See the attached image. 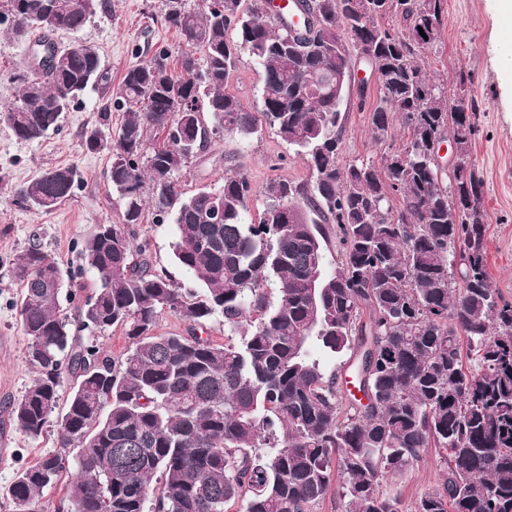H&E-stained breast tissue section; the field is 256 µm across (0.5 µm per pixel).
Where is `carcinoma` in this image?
<instances>
[{
  "label": "carcinoma",
  "mask_w": 512,
  "mask_h": 512,
  "mask_svg": "<svg viewBox=\"0 0 512 512\" xmlns=\"http://www.w3.org/2000/svg\"><path fill=\"white\" fill-rule=\"evenodd\" d=\"M241 5L163 0L161 19L185 45L177 66L165 52L136 61L118 92L119 130L85 133L88 151L111 155L121 222L85 239L76 272L38 244L12 267L36 376L6 407L9 421L38 439L54 417L59 442L77 453H44L0 499L11 512H44L45 492L72 467L55 512H224L231 500L241 512H313L335 480L347 512H404L383 482L439 448L447 474L413 512H512V304L487 271L486 222L464 221L487 218L477 164L449 174L431 150L448 133L471 158L476 134L475 102L456 112L421 56L435 39L420 31L443 24L445 0H302L320 17L311 50L289 46L290 17ZM100 6L7 0L12 34L37 33L36 43L63 52L50 72L10 75L19 96L0 122L19 139L57 130L71 106L109 83L93 47L50 39L80 31ZM389 14L402 27L379 26ZM243 53L264 72L258 112L224 92ZM358 57L381 83L372 133L385 138L395 114L407 138L377 162L344 166L341 104ZM312 73L333 81L310 89ZM264 126L304 156L311 181L257 188L235 172L217 187L181 189L179 172L212 140ZM77 182L74 168L57 167L15 194L50 211ZM260 196L268 204L253 223ZM147 209L158 224L171 220L173 259L198 289L178 287L148 242L133 244L130 228ZM65 288L70 314L60 312ZM165 311L184 332H154ZM214 317L240 341L203 336ZM114 327L130 341L118 363L93 343ZM344 350L357 356L352 378L365 403L326 368Z\"/></svg>",
  "instance_id": "cac0c4a2"
}]
</instances>
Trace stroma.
Instances as JSON below:
<instances>
[{
    "mask_svg": "<svg viewBox=\"0 0 512 512\" xmlns=\"http://www.w3.org/2000/svg\"><path fill=\"white\" fill-rule=\"evenodd\" d=\"M161 0H109L107 10L98 11L75 37L97 49L112 77L120 83L127 68L144 57L165 50L179 55L183 46L174 30L161 24ZM7 23H0V108L14 102L18 86L12 73L29 71L26 42L12 38ZM505 28L492 0H446L440 39L422 52L426 68L443 79L449 95L464 93L475 101L477 133L473 152L482 175L483 206L488 216L487 269L503 301L512 303V94L506 93L496 61L497 40ZM54 36L59 45L71 37ZM263 71L249 55H242L226 90L246 108L258 111ZM354 80L364 81V97L345 100L341 162L379 159L399 148L407 131L393 122L387 137L372 138L370 110L380 97V83L369 65L354 67ZM103 100L89 92L67 112L58 131L26 142L0 123V486L7 485L21 467L51 451L74 457L75 448H62L54 428L33 440L7 422L6 404L20 396L35 371L26 355L27 341L15 307L20 285L12 275L14 260L31 244H39L57 255L66 268L78 270L85 238L97 225L116 224L121 210L105 178L107 152H89L83 144L88 128L101 122ZM69 166L79 174L72 197L50 211L21 203L14 195L20 182L40 171ZM240 171L255 186L273 179L306 183L311 171L306 160L271 130L251 138L236 135L211 142L207 151L180 176V185L191 193L200 187L221 183L224 174ZM137 239L150 243L158 266L166 268L177 286L194 287L191 275L172 257V226L152 221L135 225ZM446 465L442 454L429 450L407 476L385 483L387 492L399 495L405 508H413L421 493L438 487Z\"/></svg>",
    "mask_w": 512,
    "mask_h": 512,
    "instance_id": "stroma-1",
    "label": "stroma"
}]
</instances>
